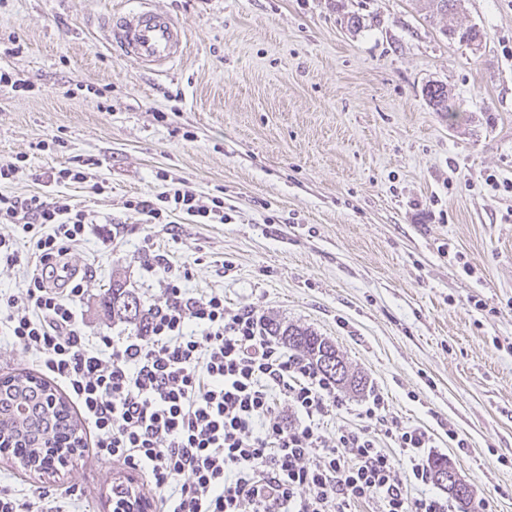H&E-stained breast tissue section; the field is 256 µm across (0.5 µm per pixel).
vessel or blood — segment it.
I'll return each instance as SVG.
<instances>
[{"label": "vessel or blood", "instance_id": "1", "mask_svg": "<svg viewBox=\"0 0 512 512\" xmlns=\"http://www.w3.org/2000/svg\"><path fill=\"white\" fill-rule=\"evenodd\" d=\"M103 28L112 47L145 67H174L186 48L179 20L150 6L108 18Z\"/></svg>", "mask_w": 512, "mask_h": 512}]
</instances>
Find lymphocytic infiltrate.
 <instances>
[{
	"label": "lymphocytic infiltrate",
	"instance_id": "f902f5d3",
	"mask_svg": "<svg viewBox=\"0 0 512 512\" xmlns=\"http://www.w3.org/2000/svg\"><path fill=\"white\" fill-rule=\"evenodd\" d=\"M148 223L185 214L224 219V199L200 203L185 182L129 204ZM0 272L35 265L0 293L7 338L65 385L93 431V454L137 472L157 512H447L430 487L428 433L388 416L373 390L361 426L328 439L327 418L347 403L310 360L268 336L253 309H228L224 295L189 296L188 270L160 266L163 304L149 305L145 333L94 336L78 312L90 273L69 272L73 247L113 230L62 195L0 194ZM384 424L383 437L366 424ZM390 439L410 464L382 446ZM73 487L0 489V512H74Z\"/></svg>",
	"mask_w": 512,
	"mask_h": 512
}]
</instances>
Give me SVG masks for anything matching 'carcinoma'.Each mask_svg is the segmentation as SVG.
I'll use <instances>...</instances> for the list:
<instances>
[{"mask_svg": "<svg viewBox=\"0 0 512 512\" xmlns=\"http://www.w3.org/2000/svg\"><path fill=\"white\" fill-rule=\"evenodd\" d=\"M461 0H426L427 15L453 14ZM448 35L475 48L482 46L483 34L473 28H450ZM425 95L435 111L457 121L458 112L449 104L448 90L442 85H430ZM112 318L135 326L144 327V310L140 299L117 281L112 283ZM266 333L274 336L288 349L310 359L330 379H336V371L330 361L338 357L336 348L326 339L299 327H282L269 319ZM81 425L73 414L68 401L54 394L48 383L29 372L0 378V435L6 433L14 439L12 454L17 463L36 471L45 468L48 453L66 455L81 446ZM51 443L53 447L46 448Z\"/></svg>", "mask_w": 512, "mask_h": 512, "instance_id": "obj_1", "label": "carcinoma"}]
</instances>
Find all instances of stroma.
Wrapping results in <instances>:
<instances>
[{"mask_svg":"<svg viewBox=\"0 0 512 512\" xmlns=\"http://www.w3.org/2000/svg\"><path fill=\"white\" fill-rule=\"evenodd\" d=\"M136 2L0 0V71L25 85L0 90V164L25 160L0 193L61 194L121 223L67 257L95 277L89 331L124 328L104 306L113 277L161 303L144 260L165 255L190 293L219 288L229 309L328 338L394 418L429 432L471 512H512V0L432 22L419 0H154L187 33L168 73L103 37V15ZM450 24L479 28L483 49ZM79 158L102 193L47 184ZM178 179L223 197V223L183 215L171 235L127 209ZM117 483L144 488L87 450L51 474L0 453V488L74 486L92 512H112ZM425 95L429 103L436 112H444L448 117V122L457 121L458 112L449 104L448 90L443 85H429L425 90Z\"/></svg>","mask_w":512,"mask_h":512,"instance_id":"35a3bbf8","label":"stroma"}]
</instances>
